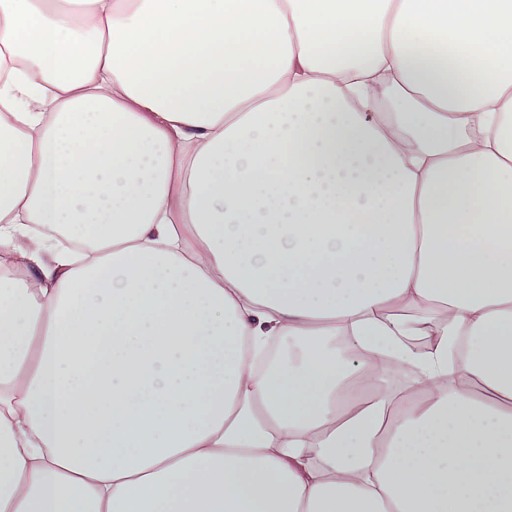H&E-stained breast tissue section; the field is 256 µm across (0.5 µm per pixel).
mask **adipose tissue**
I'll return each mask as SVG.
<instances>
[{"label": "adipose tissue", "mask_w": 512, "mask_h": 512, "mask_svg": "<svg viewBox=\"0 0 512 512\" xmlns=\"http://www.w3.org/2000/svg\"><path fill=\"white\" fill-rule=\"evenodd\" d=\"M0 512H512V0H0Z\"/></svg>", "instance_id": "1"}]
</instances>
